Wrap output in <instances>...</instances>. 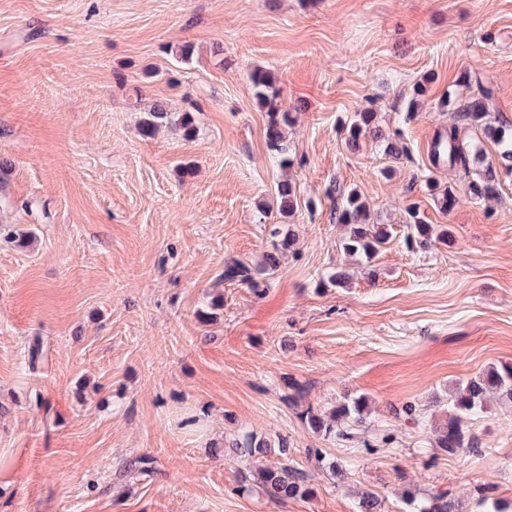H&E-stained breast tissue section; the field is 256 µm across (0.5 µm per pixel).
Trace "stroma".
Masks as SVG:
<instances>
[{"label":"stroma","instance_id":"stroma-1","mask_svg":"<svg viewBox=\"0 0 512 512\" xmlns=\"http://www.w3.org/2000/svg\"><path fill=\"white\" fill-rule=\"evenodd\" d=\"M257 68L292 114L281 153ZM467 73L512 126V0H0V512H357L361 489L407 512L404 490L434 487L465 512H485L482 487L512 502V403L489 397L469 420L478 451L430 446L456 382L512 365V175L474 200L426 150ZM156 104L189 113L192 136H141ZM363 109L404 133L393 178L378 143L345 145ZM285 178L299 206L284 222L271 204ZM431 179L455 185L451 211ZM335 186L389 234L370 270L341 249ZM411 203L448 244L407 248ZM280 223L296 242L264 291H217ZM341 267L348 287H319ZM292 386L322 414L365 398L354 442L313 433L282 403ZM407 404L422 425L396 417ZM243 430L287 438L312 494L241 492L245 462L218 450ZM251 80L256 88V96L259 103L267 107L268 112L271 113L268 127L266 128L267 144L273 150H282L283 136L279 119L281 106L276 98L269 94V89L272 85L271 76L262 69H255L251 74Z\"/></svg>","mask_w":512,"mask_h":512}]
</instances>
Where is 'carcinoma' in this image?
<instances>
[{"label": "carcinoma", "mask_w": 512, "mask_h": 512, "mask_svg": "<svg viewBox=\"0 0 512 512\" xmlns=\"http://www.w3.org/2000/svg\"><path fill=\"white\" fill-rule=\"evenodd\" d=\"M260 104L267 107L271 117L266 128V140L270 148L281 150L282 124L290 123L288 112L281 111L276 98L269 94L271 76L262 69L251 74ZM496 89L491 86L478 85V92L472 94L465 102L445 97L440 102L442 111L450 112L448 127L434 139V151L431 155L432 165L436 168L446 166L450 169L464 171L469 178L466 191L470 198L485 200L496 195L501 173L512 174V132L499 128L488 122L490 103L495 99ZM463 124L474 132L483 134L498 146V163H488L479 168L471 165L484 160L481 141H466L460 138L458 124ZM181 126L188 134L192 133V122L185 114L173 119L164 107L157 105L149 111L140 127V134L149 137L163 125ZM346 142L355 147L361 138L370 135L384 146L385 156L398 159L405 153L401 142V133L395 131L385 134L375 126V113L362 110L354 113L345 127ZM438 195L441 209L448 212L457 203L455 189L451 186L438 189L430 184ZM329 193L336 197V214L338 222L348 226V233L342 240L343 251L367 263L377 255L387 239V232L380 225L371 222V214L366 202L354 190L343 192L341 188L331 189ZM275 195L280 200L279 215L282 219L290 218L298 208L296 187L290 180H283L276 185ZM408 215L406 241L408 245L427 250L438 243L448 242V227L427 224L421 218L416 205L406 208ZM293 246V239L284 236L274 244L273 250L265 255L261 267L236 260L224 268L222 282L234 283L259 295L264 291L258 276L270 274L277 270ZM495 393L502 400L512 402V368L499 369L491 367L484 372L458 384L453 395L454 413L436 428L431 446L440 454L459 455L478 447V439L470 433L467 420L484 407L487 394ZM367 404L361 397L340 403L325 415L308 407L300 410L301 420L312 432L327 438L333 436L343 442L353 441L356 430L364 423ZM239 457L249 462L247 473L242 477L241 486L245 489L259 490L269 501L280 504L290 499L305 497L313 492L309 484V475L295 466V461L288 456V443L282 441L277 448H272L264 439H259L251 432L242 433L232 444ZM279 456L277 462L270 461ZM308 458L318 467L339 474L342 469L338 460L323 448L307 450ZM411 512H459L448 489L438 488L418 496L413 493L405 498ZM360 512H381L379 496L370 491L361 493Z\"/></svg>", "instance_id": "carcinoma-1"}]
</instances>
